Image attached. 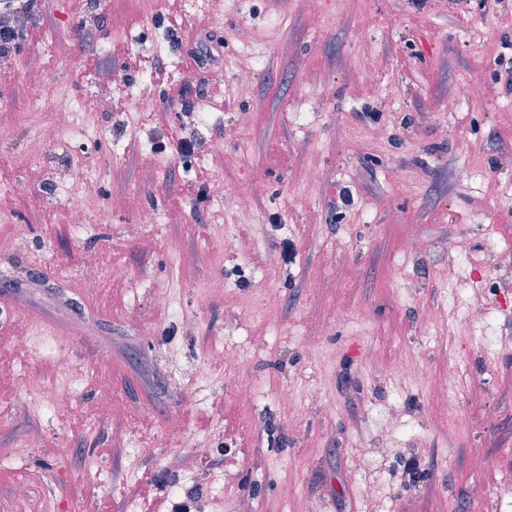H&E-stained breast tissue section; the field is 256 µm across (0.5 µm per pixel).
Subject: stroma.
<instances>
[{"label": "stroma", "mask_w": 512, "mask_h": 512, "mask_svg": "<svg viewBox=\"0 0 512 512\" xmlns=\"http://www.w3.org/2000/svg\"><path fill=\"white\" fill-rule=\"evenodd\" d=\"M164 11L163 0H91L77 15L69 0H37L35 38L0 63V163L11 167L0 178V512H92L99 501L110 512H298L304 503L311 512H472L483 498L512 512V500L492 496L512 482V141L503 136L512 90L501 78L512 63V0L186 7L185 25L205 22L224 44L192 76L183 64L191 35L171 42ZM361 26L369 35L359 41ZM489 26L487 50L478 32ZM243 28L251 45L237 37ZM116 42L158 62L162 77L111 75ZM91 51L101 68L86 65ZM369 56L374 77L361 67ZM245 61L251 96L211 112L159 106L133 121L144 85L227 86ZM465 82L478 94L456 102ZM64 85L112 109L96 114V137L29 161V97ZM177 128L194 144L191 164L170 145ZM219 136L225 193L258 187L246 224L208 200L171 203L196 168L213 169ZM465 166L471 177L457 181ZM311 171L320 176L312 197ZM89 193L125 205L111 223H72ZM150 206L158 224L131 234ZM21 227L28 244L18 252L5 241ZM413 234L420 249L410 253ZM286 240L297 245L288 264ZM455 240L472 263L450 251ZM91 255L99 284L75 291ZM218 280L223 291L206 292ZM161 295L172 308L157 305ZM475 305L486 321L464 325ZM19 327L32 337L22 348L10 341ZM54 332L69 369L41 345ZM228 351L250 364V401L225 367L198 385L202 365ZM452 365L467 386L439 394ZM76 371L69 405L40 409V388ZM110 402L135 413H106ZM146 443L153 455L130 462ZM198 444L206 456L195 457ZM26 445L24 465H14L13 449ZM364 450L370 463L360 468ZM21 482L24 498L13 493Z\"/></svg>", "instance_id": "1"}]
</instances>
